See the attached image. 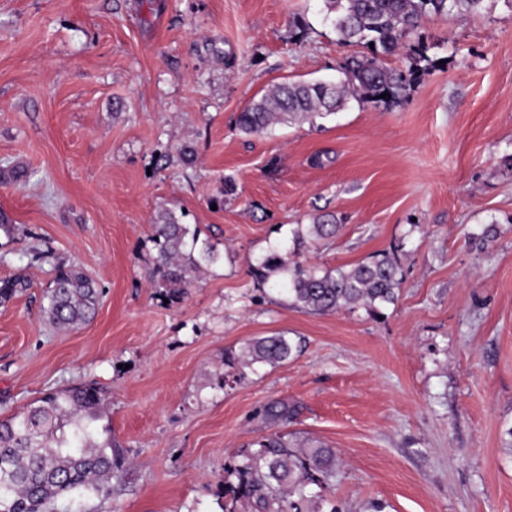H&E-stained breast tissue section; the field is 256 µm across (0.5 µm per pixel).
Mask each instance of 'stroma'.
I'll use <instances>...</instances> for the list:
<instances>
[{
  "label": "stroma",
  "mask_w": 512,
  "mask_h": 512,
  "mask_svg": "<svg viewBox=\"0 0 512 512\" xmlns=\"http://www.w3.org/2000/svg\"><path fill=\"white\" fill-rule=\"evenodd\" d=\"M419 34L438 63L396 104L246 134L271 85L335 79L350 49L323 0H0V280L28 283L0 305V419L93 381L126 459L69 512H224L274 432L335 451L338 512H512V10ZM165 209L224 254L178 303L149 279ZM317 214L339 230L307 263L396 251L380 316L254 283L250 259ZM58 265L98 288L90 323L41 315ZM274 334L298 352L215 386L225 351Z\"/></svg>",
  "instance_id": "1"
}]
</instances>
